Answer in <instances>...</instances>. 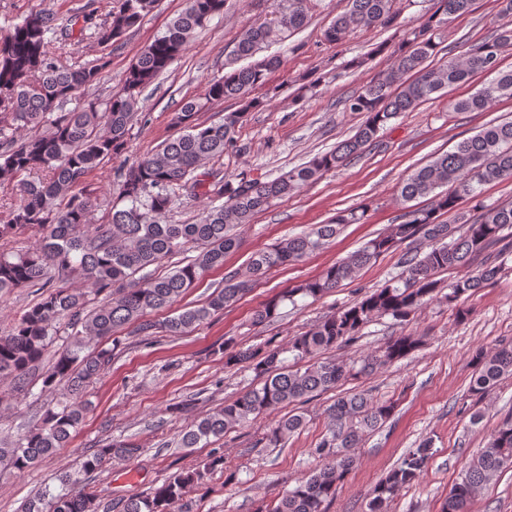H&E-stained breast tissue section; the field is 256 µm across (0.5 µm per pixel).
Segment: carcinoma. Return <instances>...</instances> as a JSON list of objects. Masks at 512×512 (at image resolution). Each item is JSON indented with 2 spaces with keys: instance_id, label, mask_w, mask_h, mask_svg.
I'll list each match as a JSON object with an SVG mask.
<instances>
[{
  "instance_id": "cac0c4a2",
  "label": "carcinoma",
  "mask_w": 512,
  "mask_h": 512,
  "mask_svg": "<svg viewBox=\"0 0 512 512\" xmlns=\"http://www.w3.org/2000/svg\"><path fill=\"white\" fill-rule=\"evenodd\" d=\"M226 3L186 0L166 31L140 51L121 88L102 109L91 102L70 112L58 111L78 90L97 84L106 66L101 59L64 64L66 45L74 32L90 31L100 44L110 46L150 14L158 0H114L112 10L98 23L90 3L61 26L51 14L32 10L0 39V179L16 182L20 193L19 202L8 206L7 219L0 220V239H8L19 229L42 235L31 252L0 251V293L36 286L45 289L39 302L15 320L11 332L0 336V376H10L16 389L28 390L29 373L42 361L60 325L71 329L67 346L55 355L41 388L53 395L63 385L66 398L47 404L40 423L17 441H0V467L22 473L67 446L71 431L83 420L81 395L112 361L122 345L123 330L132 326L145 336L185 334L246 294L251 285L232 274L202 304L185 307L162 321L146 319L152 312L170 308L207 271L224 266V255L239 246L242 229L272 200L287 198L345 165L374 144L391 120L415 110L434 93L468 82L477 72L489 73L493 79L471 96L454 101L452 111L479 112L504 96L512 97V70L498 68L503 49L512 44V29L505 26L471 45L464 59L452 57L437 67L427 65L441 51L437 42L441 28L452 18L471 12L474 5V0H438L437 9L420 16L394 52L387 75L344 100L346 111L362 113L365 120L335 148L271 181L242 178L234 184L217 170L207 173L209 181L198 178L196 172L202 166L236 147L245 112L260 105L251 97L252 90L280 65L279 57H265L209 80L203 97L184 101L171 117L175 135L154 153L125 162L114 173L126 205L112 207L104 224L89 223L93 201L80 185L99 165L121 157L143 89L168 69L194 33L221 13ZM397 4L398 0H347L346 10L333 18L323 38L334 45L357 30L390 28L399 18ZM316 6L317 0H278V10L271 17L244 31L233 55L252 58L264 46L304 28ZM221 100H234L241 110L224 114L219 122L200 120L206 104ZM511 178V120L482 128L453 151L414 170L402 181L400 198L408 202L432 194L433 207L408 212L404 221L390 225L349 258L267 302L253 322L272 319L280 303L292 302L297 295L322 297L382 254L409 242L413 250L404 254L399 279L366 292L283 347L224 352V367L247 363L261 382L218 410L193 418L182 430L178 446L194 448L219 440L227 431L271 409L334 390L343 381L368 375L416 351L423 337L402 334L375 353L348 363L322 357L324 351L354 338L377 318L405 321L434 301L443 299L451 305L493 282L501 271V256L512 245V202L491 208L482 205L476 216L460 215V234L441 215L458 211L464 199H477L482 186ZM182 192L188 196L202 192L224 203L204 208L192 223L170 224L165 218ZM363 217L362 212L345 210L326 224L260 250L251 256L249 272L258 277L273 267L297 262L324 248L345 225ZM190 249L197 255L187 263L161 275L145 272ZM473 263L475 271L457 280L451 292L443 293L437 274ZM72 280L96 292L108 290L112 297L92 306L86 293L69 287ZM108 340L112 347L100 346ZM506 376H512L511 343L491 354L478 352L470 396L482 400ZM396 408L397 402L377 401L364 391L338 394L328 409L326 433L315 448L318 468L262 512H327L352 467L351 451L364 436L382 428ZM305 426L302 412L282 418L265 434L266 447L284 445ZM140 452L137 444L125 439L105 441L84 455L79 468L56 475L60 492L47 491L29 499L21 512H97L96 495L87 491L92 474ZM431 457L429 440L410 450L371 489L366 512H387L390 500L415 481ZM222 466L224 455L215 454L203 468L180 473L147 496H129L115 503V508L119 512H173L209 471ZM507 469H512V416L499 423L485 447L461 472L448 492L444 512H469L476 494Z\"/></svg>"
}]
</instances>
